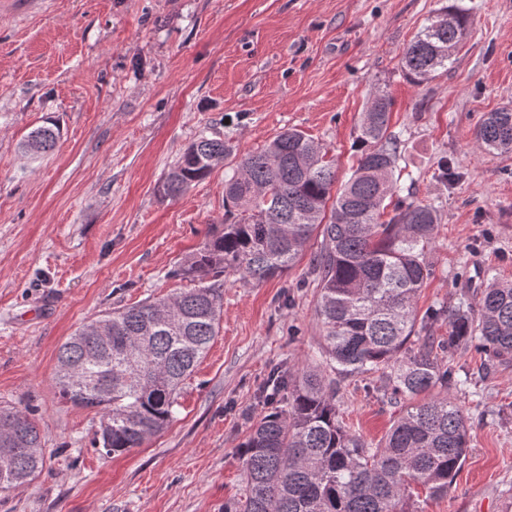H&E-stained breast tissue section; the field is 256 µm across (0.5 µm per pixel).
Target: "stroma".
I'll list each match as a JSON object with an SVG mask.
<instances>
[{"label": "stroma", "instance_id": "35a3bbf8", "mask_svg": "<svg viewBox=\"0 0 512 512\" xmlns=\"http://www.w3.org/2000/svg\"><path fill=\"white\" fill-rule=\"evenodd\" d=\"M470 18L448 69L423 85L407 44L442 0H0V403L30 407L48 450L0 512H224L244 489L238 448L273 366L320 344L308 258L282 276L222 278L221 329L182 384L175 417L142 447L106 456L100 415L62 399L57 351L83 323L178 293L172 271L224 220L225 160L175 198L160 183L201 131L236 156L295 128L352 173L371 92L392 102L406 201L436 209L434 273L418 313L477 300L488 270L512 281V151L484 153L486 113L512 108V0H451ZM55 149L20 144L46 119ZM470 391L469 455L448 495L415 512H505L512 503V367L458 360ZM374 380L346 379L344 422L379 443L397 413Z\"/></svg>", "mask_w": 512, "mask_h": 512}]
</instances>
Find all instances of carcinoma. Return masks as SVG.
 Instances as JSON below:
<instances>
[{"label":"carcinoma","instance_id":"obj_1","mask_svg":"<svg viewBox=\"0 0 512 512\" xmlns=\"http://www.w3.org/2000/svg\"><path fill=\"white\" fill-rule=\"evenodd\" d=\"M468 31L464 10L441 6L403 52L408 77L423 84L448 69ZM391 108L385 94L371 95L352 174L340 186L334 161L298 130L246 154L224 182V223L173 271L194 287L91 320L60 346L56 385L71 403L99 410L105 454L138 448L173 420L180 385L220 332L224 272L258 281L282 275L317 236L311 271L321 347L312 363L277 368L267 379L265 411L239 444L245 495L225 502L224 512H412L413 487L430 497L448 493L469 447L468 419L450 395L470 381L457 358L474 349L483 371L512 366V282H490L475 314L463 301L418 317L416 299L432 275L425 250L439 217L400 196L402 140L390 131ZM59 137L50 119L22 146L45 153ZM476 146L512 151V109L485 115ZM231 153L223 138L200 134L160 194L182 195ZM438 319L448 335H422ZM104 326L109 341L97 337ZM355 375L377 377L383 399L400 408L375 446L339 419L338 385ZM5 423L11 435L0 436L1 491L25 484L46 462L32 411L0 406Z\"/></svg>","mask_w":512,"mask_h":512}]
</instances>
